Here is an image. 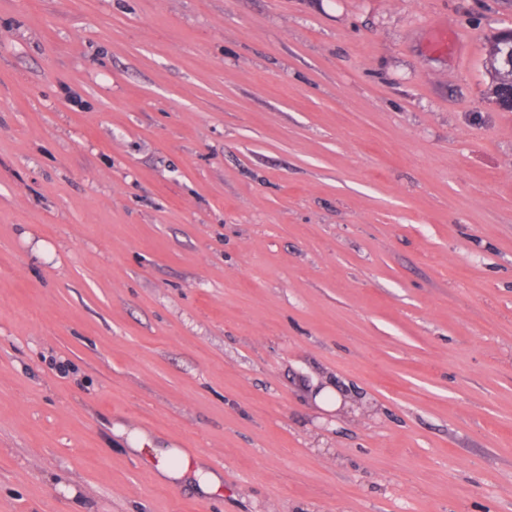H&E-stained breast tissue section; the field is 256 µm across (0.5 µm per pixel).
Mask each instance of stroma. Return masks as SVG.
I'll return each instance as SVG.
<instances>
[{
    "instance_id": "1",
    "label": "stroma",
    "mask_w": 512,
    "mask_h": 512,
    "mask_svg": "<svg viewBox=\"0 0 512 512\" xmlns=\"http://www.w3.org/2000/svg\"><path fill=\"white\" fill-rule=\"evenodd\" d=\"M505 28L0 0V512H512ZM499 48L500 44L497 42L496 38L490 41L489 59L486 61L485 65L486 71L492 80L493 94L496 99L507 92L509 81H511L512 88V73L511 80H509V74L505 72V68L499 60Z\"/></svg>"
}]
</instances>
